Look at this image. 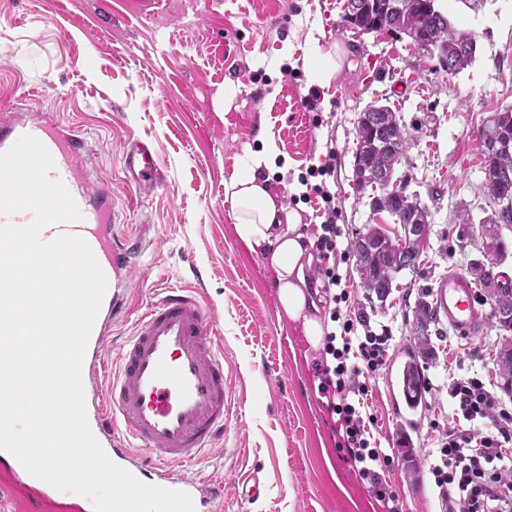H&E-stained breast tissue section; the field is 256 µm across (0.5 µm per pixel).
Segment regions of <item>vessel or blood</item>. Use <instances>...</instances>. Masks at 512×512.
<instances>
[{
    "instance_id": "b4317fda",
    "label": "vessel or blood",
    "mask_w": 512,
    "mask_h": 512,
    "mask_svg": "<svg viewBox=\"0 0 512 512\" xmlns=\"http://www.w3.org/2000/svg\"><path fill=\"white\" fill-rule=\"evenodd\" d=\"M30 135L50 153V179L61 181L82 217L45 226L40 238L51 242L62 235L82 238L107 279V290L89 336L81 367L85 410L90 430L107 457L143 483L190 495L195 512H216L224 495L221 479H201L187 468L196 455L224 436V363L214 336L216 321L197 292L164 289L140 313L129 303V275L147 245L132 231H119L118 216L108 188L93 186L86 173V142L78 129L58 124L47 113L0 114V152ZM126 177L145 194L162 181L153 145L128 140L124 152ZM434 306L449 326L464 335L479 333L485 316L472 281L451 271L437 282ZM134 317V330L119 351L118 363L107 358L114 323ZM106 388H99V377ZM0 475L53 512L51 492L35 481L11 453L0 450ZM243 502L265 492L259 475L232 486Z\"/></svg>"
}]
</instances>
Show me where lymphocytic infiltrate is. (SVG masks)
I'll return each instance as SVG.
<instances>
[{
	"mask_svg": "<svg viewBox=\"0 0 512 512\" xmlns=\"http://www.w3.org/2000/svg\"><path fill=\"white\" fill-rule=\"evenodd\" d=\"M314 191L324 203L323 222L313 225V246L329 264L320 271L322 294L341 286V263L348 249L339 245L342 235L336 222V194L327 184ZM339 332H327L323 349L314 364V376L323 406L334 416V429L343 462L359 477L377 501L380 512H398L399 494L382 476L391 457L379 448L373 435L376 420L366 414L371 378L386 363L389 330L374 332L369 321L354 322L338 309L328 312ZM448 392L454 401V416L466 421L490 420L493 432L479 436L450 429L439 446L440 461L430 472L448 512H512V484L503 472L512 464V411L503 407L496 393L475 377L453 380Z\"/></svg>",
	"mask_w": 512,
	"mask_h": 512,
	"instance_id": "obj_1",
	"label": "lymphocytic infiltrate"
}]
</instances>
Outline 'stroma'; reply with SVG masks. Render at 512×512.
Instances as JSON below:
<instances>
[{
    "instance_id": "35a3bbf8",
    "label": "stroma",
    "mask_w": 512,
    "mask_h": 512,
    "mask_svg": "<svg viewBox=\"0 0 512 512\" xmlns=\"http://www.w3.org/2000/svg\"><path fill=\"white\" fill-rule=\"evenodd\" d=\"M345 0H0V113L50 112L80 129L87 169L112 192L123 223L149 246L130 275L129 300L144 309L164 288L198 290L218 320L228 411L224 437L191 469L220 473L225 486L259 473L266 491L244 504L232 495L217 512H378L340 458L332 421L315 391L319 355L301 322L279 307L275 271L236 234L224 183L244 157L273 142L278 154L257 177L284 196L296 223H316L322 201L299 182L336 149L337 221L347 240L374 223L369 197L353 182L356 118L389 104L411 137L410 188L431 212L419 272L404 271L384 308L366 298L348 263L349 312L388 326L387 361L370 378L374 436L396 457L386 469L400 512H444L428 471L452 424L449 383L476 376L512 408L499 375L504 334L494 324L461 336L447 322L430 328L433 357L422 363L423 403L409 411L392 384L414 337V310L448 270L482 259L485 160L476 128L512 108V0H439L455 27L472 33L471 66L448 74L408 37L360 35L341 24ZM332 71L316 78L309 57ZM317 90V111L306 108ZM152 141L164 174L148 195L128 185L123 147ZM467 211L473 224L461 227ZM414 420L413 452L400 433Z\"/></svg>"
}]
</instances>
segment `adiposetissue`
Listing matches in <instances>:
<instances>
[{
    "mask_svg": "<svg viewBox=\"0 0 512 512\" xmlns=\"http://www.w3.org/2000/svg\"><path fill=\"white\" fill-rule=\"evenodd\" d=\"M274 155V147L268 145L247 156L239 172L226 184L225 195L231 202L238 237L262 249L277 274L282 310L291 319L302 321L309 343L317 347L323 341L324 326L314 313L316 303L306 291L305 277L313 255L293 216L255 175Z\"/></svg>",
    "mask_w": 512,
    "mask_h": 512,
    "instance_id": "1",
    "label": "adipose tissue"
}]
</instances>
